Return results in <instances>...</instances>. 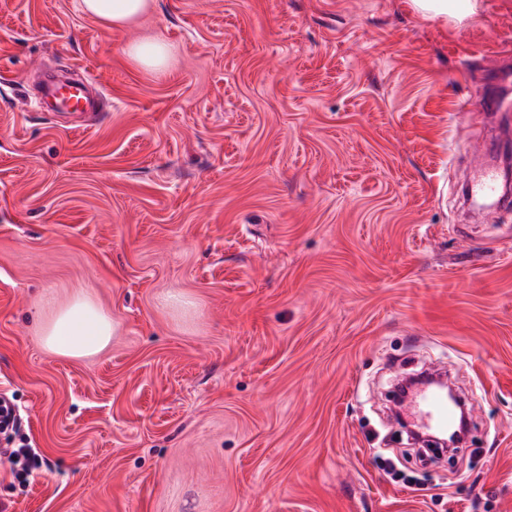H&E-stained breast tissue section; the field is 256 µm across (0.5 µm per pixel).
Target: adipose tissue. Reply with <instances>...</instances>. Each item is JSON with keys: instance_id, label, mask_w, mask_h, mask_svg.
Instances as JSON below:
<instances>
[{"instance_id": "ef3b65f1", "label": "adipose tissue", "mask_w": 512, "mask_h": 512, "mask_svg": "<svg viewBox=\"0 0 512 512\" xmlns=\"http://www.w3.org/2000/svg\"><path fill=\"white\" fill-rule=\"evenodd\" d=\"M151 6L152 0H81L85 14L111 27L133 23ZM114 333L111 317L86 293L56 304L40 324L44 347L72 358L97 354L107 347Z\"/></svg>"}]
</instances>
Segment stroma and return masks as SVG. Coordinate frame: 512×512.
<instances>
[{
  "mask_svg": "<svg viewBox=\"0 0 512 512\" xmlns=\"http://www.w3.org/2000/svg\"><path fill=\"white\" fill-rule=\"evenodd\" d=\"M498 63L512 0H0V390L39 455L23 486L0 456L8 512H512V203L463 187L512 115L456 113ZM39 66L100 118L27 97ZM78 292L117 333L68 358L38 324ZM425 355L472 414L431 467L381 412ZM152 3V0H81V9L103 24L121 27L147 13ZM414 8L423 15L445 16L451 20L461 21L476 12L479 2L466 0L460 5L462 12L450 8L447 0H412ZM130 55L140 65L158 70L164 64L167 48L158 41H142L131 47Z\"/></svg>",
  "mask_w": 512,
  "mask_h": 512,
  "instance_id": "35a3bbf8",
  "label": "stroma"
}]
</instances>
